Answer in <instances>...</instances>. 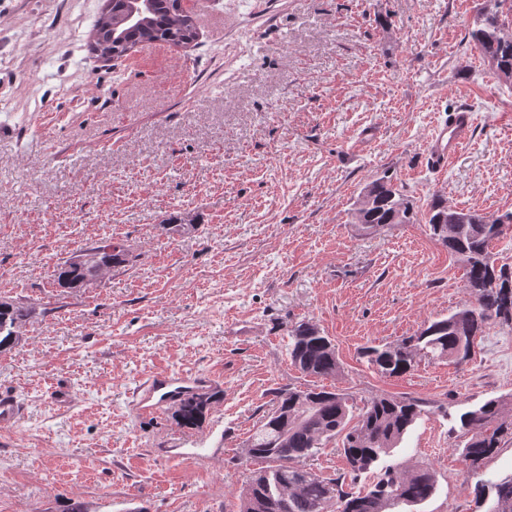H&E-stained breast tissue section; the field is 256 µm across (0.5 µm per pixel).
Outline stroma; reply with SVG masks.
Returning a JSON list of instances; mask_svg holds the SVG:
<instances>
[{"mask_svg": "<svg viewBox=\"0 0 512 512\" xmlns=\"http://www.w3.org/2000/svg\"><path fill=\"white\" fill-rule=\"evenodd\" d=\"M483 0H189L198 38L127 56L89 43L104 0H0V300L34 307L0 353V512H238L259 467L244 444L276 389L314 380L288 330L316 324L361 401L423 412L385 464L431 465L412 512H484L460 417L512 399V326L470 360L388 377L368 343L420 332L465 301L464 269L424 223L364 232L352 212L380 175L422 212L433 195L512 211V81L466 35ZM472 140L438 172L422 151L456 103ZM192 220L173 237L169 218ZM112 239L130 263L61 288L56 266ZM213 374L198 426L175 405L138 415L147 370Z\"/></svg>", "mask_w": 512, "mask_h": 512, "instance_id": "35a3bbf8", "label": "stroma"}]
</instances>
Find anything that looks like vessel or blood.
Masks as SVG:
<instances>
[{
	"instance_id": "b4317fda",
	"label": "vessel or blood",
	"mask_w": 512,
	"mask_h": 512,
	"mask_svg": "<svg viewBox=\"0 0 512 512\" xmlns=\"http://www.w3.org/2000/svg\"><path fill=\"white\" fill-rule=\"evenodd\" d=\"M474 123L473 110L466 105L437 122L424 147L425 161L435 169H447L469 142ZM210 381V376L193 371L151 370L136 388L133 404L140 414L152 415L162 403L177 400Z\"/></svg>"
}]
</instances>
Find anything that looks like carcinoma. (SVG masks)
<instances>
[{"mask_svg":"<svg viewBox=\"0 0 512 512\" xmlns=\"http://www.w3.org/2000/svg\"><path fill=\"white\" fill-rule=\"evenodd\" d=\"M127 0H107L95 24L102 36L101 57L119 58L144 43L188 48L197 33L191 14L180 0H152L137 28L126 22ZM467 39L487 59L497 77L512 79V34L504 30L499 11L477 9ZM363 193L368 206L354 210L355 223L370 231L391 224H414L413 204L387 176L367 184ZM459 209L448 206L440 196L427 205L425 224L430 235L441 242L465 271L463 288L468 295L448 316L433 320L419 333L393 345H370L362 350L368 367L388 376L410 372L419 358L453 359L471 357L474 339L493 323L512 325V292L493 285L494 280H512V268L494 266L492 243L512 225V212L487 214L465 210V222L446 233L448 216ZM130 261L129 249L104 242L85 248L57 267L55 282L61 288H86L96 283L99 272ZM33 308L22 303L0 302V353L18 343L20 328L31 318ZM289 357L303 374L334 378L341 372L336 350L329 337L309 323L288 330ZM214 399L206 390L195 391L179 401L175 411L185 427L198 425ZM352 395L334 388H279L274 408L254 426L246 440L248 458L273 466L256 472L240 495L239 512H261V500L281 504L279 512H396L404 504L419 505L437 491L435 470L427 465L413 470L387 466L377 480L357 492L345 489L344 480L322 479L300 462L315 449L338 438L350 474L368 472L391 449L398 446L421 415L420 402L412 398H373L354 413ZM468 436L461 456L470 474L497 453L501 442L512 437V400L489 399L461 416ZM475 494L491 501L497 512H512V475L489 486L478 484Z\"/></svg>","mask_w":512,"mask_h":512,"instance_id":"1","label":"carcinoma"}]
</instances>
